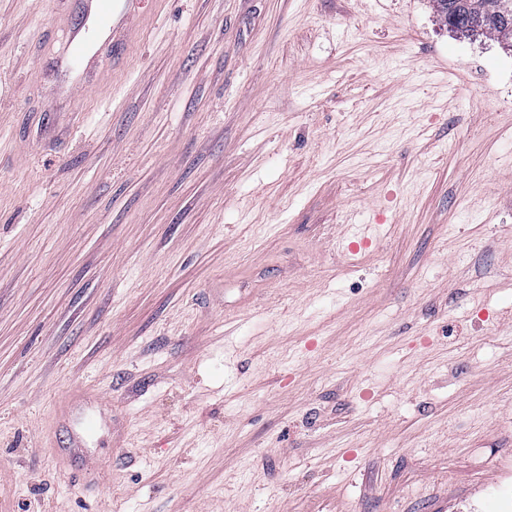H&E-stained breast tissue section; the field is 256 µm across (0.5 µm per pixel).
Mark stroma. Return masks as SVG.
<instances>
[{"label": "stroma", "mask_w": 512, "mask_h": 512, "mask_svg": "<svg viewBox=\"0 0 512 512\" xmlns=\"http://www.w3.org/2000/svg\"><path fill=\"white\" fill-rule=\"evenodd\" d=\"M84 8L0 0V512H497L512 48L429 0H133L70 98Z\"/></svg>", "instance_id": "obj_1"}]
</instances>
